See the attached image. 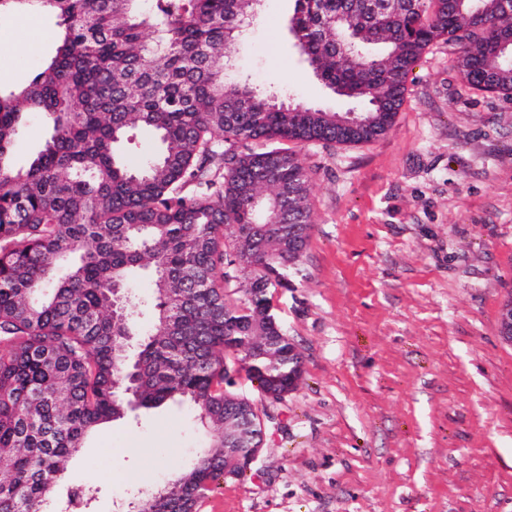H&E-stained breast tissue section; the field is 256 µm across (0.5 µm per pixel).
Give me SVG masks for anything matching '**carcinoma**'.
I'll return each instance as SVG.
<instances>
[{
    "label": "carcinoma",
    "instance_id": "obj_1",
    "mask_svg": "<svg viewBox=\"0 0 512 512\" xmlns=\"http://www.w3.org/2000/svg\"><path fill=\"white\" fill-rule=\"evenodd\" d=\"M261 0H0V14L38 5L55 15L54 53L24 85L0 89V512H52L64 463L128 408L193 403L208 435L196 459L125 512H197L214 483L243 469L224 459V418L257 433L256 408L224 389L230 350L249 353L250 379L288 392L299 354L271 312L311 230V172L282 146L355 145L387 133L409 72L434 42L459 46L478 91L512 92V7L472 0H294L300 55L327 90L363 103L336 122L329 107L288 110L285 92L234 78L243 34ZM151 32V38L144 36ZM29 112L52 133L25 168L12 146ZM151 128L156 155L118 152ZM153 278L156 328L137 324L130 275ZM94 489L76 486L85 509Z\"/></svg>",
    "mask_w": 512,
    "mask_h": 512
}]
</instances>
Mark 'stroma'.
<instances>
[{
  "mask_svg": "<svg viewBox=\"0 0 512 512\" xmlns=\"http://www.w3.org/2000/svg\"><path fill=\"white\" fill-rule=\"evenodd\" d=\"M293 0H264L237 56L259 88L337 111L293 47ZM56 18L0 16V70L29 81L52 53ZM458 47L439 41L410 72L391 129L357 145L310 144L312 232L273 311L301 357L282 399L240 380L263 413L245 475L199 512H512V93L471 89ZM51 133L31 112L16 139L27 165ZM203 434L168 404L112 421L67 463V483L118 512L181 470Z\"/></svg>",
  "mask_w": 512,
  "mask_h": 512,
  "instance_id": "1",
  "label": "stroma"
}]
</instances>
